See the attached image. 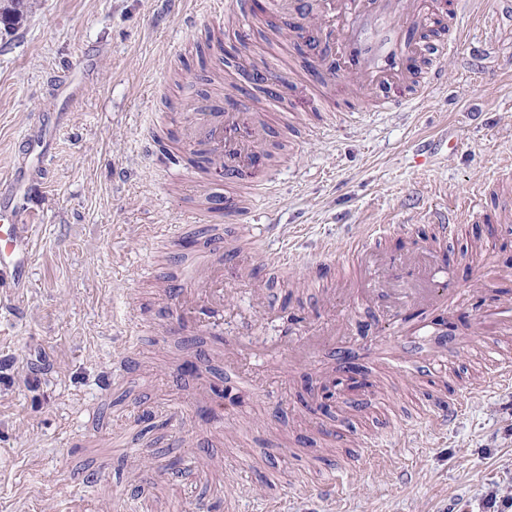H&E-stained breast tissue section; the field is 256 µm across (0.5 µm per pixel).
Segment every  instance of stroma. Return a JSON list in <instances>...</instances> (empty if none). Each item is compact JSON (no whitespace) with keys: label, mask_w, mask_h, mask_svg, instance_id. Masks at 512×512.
<instances>
[{"label":"stroma","mask_w":512,"mask_h":512,"mask_svg":"<svg viewBox=\"0 0 512 512\" xmlns=\"http://www.w3.org/2000/svg\"><path fill=\"white\" fill-rule=\"evenodd\" d=\"M25 15L0 32V177L27 142L37 169L28 180L26 220L33 255L29 277L0 287V512H83L90 493L72 477L106 466L107 512H190L173 485L140 486L129 451L113 443L126 433L148 444L160 464L196 460L209 472L198 494L221 512L223 493L238 512H485L488 496L512 501V386L472 392L485 348L512 352V341L479 326L484 305L512 300V222L460 225L445 258L471 299L440 324L458 336L448 364L449 397L462 407L447 428L402 424L389 440L382 468L352 472L360 441L378 434L373 412L348 410L345 396L322 402V379L334 357L312 348L304 361L285 354L262 388L240 383L227 352L246 342L281 345L287 318L345 322L367 351L373 337L393 334L377 310L342 301L329 306L304 288L323 242L344 249L364 225H382L383 249L399 252L431 239L433 212H460L475 188L493 187L512 165V0H487L465 11L460 40L430 57L440 89L409 112H376L369 98L350 106L345 95L317 103L301 74L306 58L289 30L270 32L265 9L246 27L205 14L195 0H25ZM266 61L289 77L283 109L292 129L265 141L261 168L246 171L256 188L255 252L246 263L274 262L284 247L294 259L287 276L252 287L224 276L235 308L221 337L172 334L160 313L161 290L203 242L205 224L188 209L220 182L202 173L193 154L180 158L174 187L159 156L145 145L154 134H181L197 101L212 109L240 84L247 61ZM82 66L78 86L57 92L54 72ZM182 239L171 255L163 233ZM146 329L124 341L130 314ZM136 365L132 376L102 390L114 358ZM204 363L216 393L229 395L224 426L196 401ZM393 412L417 408L424 388L406 367L369 366ZM187 406L185 446H177L166 406ZM344 419L347 441L330 444L310 430L315 417ZM336 471L337 501L311 494L306 483ZM276 472L271 483L266 473Z\"/></svg>","instance_id":"stroma-1"}]
</instances>
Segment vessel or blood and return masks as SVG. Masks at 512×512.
I'll list each match as a JSON object with an SVG mask.
<instances>
[{
  "instance_id": "1",
  "label": "vessel or blood",
  "mask_w": 512,
  "mask_h": 512,
  "mask_svg": "<svg viewBox=\"0 0 512 512\" xmlns=\"http://www.w3.org/2000/svg\"><path fill=\"white\" fill-rule=\"evenodd\" d=\"M300 12L303 23L299 38L308 49L313 63L311 81L317 96H324L343 86L353 96L370 92L380 111L403 112L407 102L392 99L388 91L402 85L416 94H427L439 87L442 72L437 68L415 74V56H427V25L436 11L434 0H269L268 18L272 25L282 26ZM238 115L224 112L222 120L211 113L198 111L188 138L190 148L203 151L211 164L219 166L227 182L208 192L197 214L210 223L209 241L200 251L195 269L178 276L176 286L163 292L168 326L185 329L194 323L207 332L224 328V277L213 270V255L220 254L236 273L245 268L237 260L239 243L226 240L215 224L216 218L236 224L243 235H251L252 193L240 181L243 170L260 164V139L245 140L236 134ZM23 177L0 179V279L20 280L31 261L28 242L23 237V210L16 201L22 196ZM448 225H440L431 243L404 254L393 255L377 245L381 234L367 229L355 237L346 256L335 262V274L326 278L313 273L308 287L327 299L336 294L356 291L360 300L373 299L384 308L390 321L399 324V337L433 335L431 323L403 325L405 309L415 306L425 311L448 312L466 305L469 291L461 287L450 265L435 262V254L448 240ZM497 336L512 334V302L484 309ZM440 351L411 363L415 378L425 381L430 400L419 408L417 423L441 428L447 426L461 410L458 403L447 399L445 387L432 366L448 361L455 354L447 338H440ZM272 354L240 344L226 361L239 376L259 385L260 371L271 361ZM350 352L340 350L336 357V373L330 380V392L351 394ZM512 384V359L489 357L486 373L471 388L478 393Z\"/></svg>"
}]
</instances>
